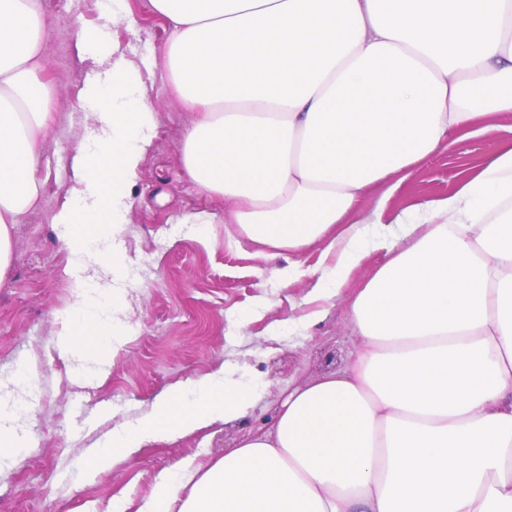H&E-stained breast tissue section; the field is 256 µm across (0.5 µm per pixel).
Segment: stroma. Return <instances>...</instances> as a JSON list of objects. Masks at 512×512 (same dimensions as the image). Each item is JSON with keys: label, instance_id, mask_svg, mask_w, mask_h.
<instances>
[{"label": "stroma", "instance_id": "obj_1", "mask_svg": "<svg viewBox=\"0 0 512 512\" xmlns=\"http://www.w3.org/2000/svg\"><path fill=\"white\" fill-rule=\"evenodd\" d=\"M38 2L45 22L41 79L54 121L36 162L39 196L12 229V259L0 279V381L9 385L0 404L17 396L22 368L40 396L23 423L33 446L0 468V498L12 502L14 512H108L112 499L122 497L126 512H138L162 471L185 457L208 466L249 432L269 428L293 388L347 369L360 342L349 300L387 254L370 251L339 296L312 302L308 272L323 263L322 243L275 257L239 237L224 221L223 199L201 195L184 171L182 132L194 114L179 102L165 68L170 26L151 0H125V17L111 25V37L137 68L157 128L118 238L123 259L113 330L122 345L100 374L92 361L60 357L57 316L75 298L66 274L71 254L54 217L83 188L74 158L90 124L84 93L106 63L78 40L80 27L101 25L100 0ZM148 55L156 62L150 70L142 66ZM499 123L492 134L461 136L435 150L393 194L373 186L358 217L379 207L387 224L422 201L455 192L476 174L490 144L512 145V116ZM196 211L213 216L202 235L179 221ZM293 263L305 273L284 282L278 272ZM219 369L225 385L253 387L245 417L147 443L118 456L94 481H78L76 466L89 448L113 429L133 427L172 385Z\"/></svg>", "mask_w": 512, "mask_h": 512}]
</instances>
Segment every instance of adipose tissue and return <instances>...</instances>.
<instances>
[{"instance_id": "ef3b65f1", "label": "adipose tissue", "mask_w": 512, "mask_h": 512, "mask_svg": "<svg viewBox=\"0 0 512 512\" xmlns=\"http://www.w3.org/2000/svg\"><path fill=\"white\" fill-rule=\"evenodd\" d=\"M173 24L166 61L199 110L183 132L198 190L277 253L316 242L330 298L365 256L352 216L377 184L397 189L456 135L512 114V0H151ZM37 0H0V275L10 228L38 197L39 137L53 116ZM97 128L76 164L85 194L55 218L75 256L116 234L156 131L122 59L87 89ZM396 217L372 247L387 261L353 295L361 344L341 375L294 389L270 429L208 468L161 473L143 512H512V146L448 197ZM60 312V354L113 353L109 283L81 264ZM253 393L223 372L158 398L81 464L239 420Z\"/></svg>"}]
</instances>
